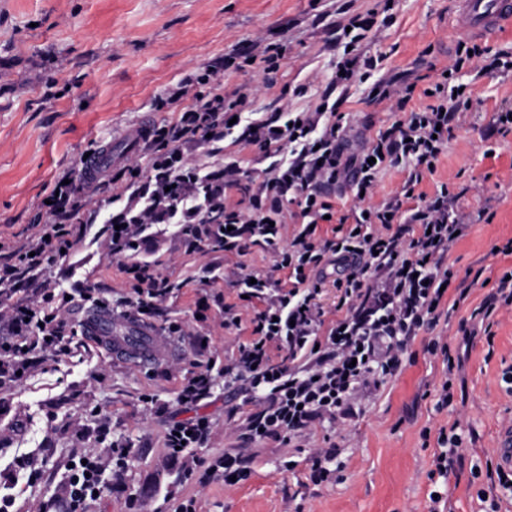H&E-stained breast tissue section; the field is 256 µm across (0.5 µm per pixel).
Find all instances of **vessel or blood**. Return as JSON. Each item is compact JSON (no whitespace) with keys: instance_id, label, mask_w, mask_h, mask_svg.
<instances>
[{"instance_id":"obj_1","label":"vessel or blood","mask_w":512,"mask_h":512,"mask_svg":"<svg viewBox=\"0 0 512 512\" xmlns=\"http://www.w3.org/2000/svg\"><path fill=\"white\" fill-rule=\"evenodd\" d=\"M455 25L470 36L495 40L512 28V0H457ZM84 336L107 353L138 367L175 356V346L160 333L129 315L95 312L81 320Z\"/></svg>"}]
</instances>
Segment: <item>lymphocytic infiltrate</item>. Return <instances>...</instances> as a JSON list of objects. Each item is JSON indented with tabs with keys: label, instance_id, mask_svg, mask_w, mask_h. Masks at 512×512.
I'll return each mask as SVG.
<instances>
[{
	"label": "lymphocytic infiltrate",
	"instance_id": "obj_1",
	"mask_svg": "<svg viewBox=\"0 0 512 512\" xmlns=\"http://www.w3.org/2000/svg\"><path fill=\"white\" fill-rule=\"evenodd\" d=\"M373 25V19L356 15L336 23L333 33L346 52L319 105L300 111L281 105L250 117L249 92L227 98L211 91L219 72L234 65L232 54L157 98L156 107L179 106V116L169 126L144 131L147 171L130 176L127 202L112 214L110 248L125 259L126 302L141 314L153 312L174 290L168 278L133 258L147 228L156 224L179 225L193 251L212 240L240 257L261 247L277 269L287 271L283 281L247 270L239 274L248 300L262 308L251 339L225 362L224 380L245 385L249 410L235 425L239 438L251 444L296 440L315 422L351 416L398 371L409 341L436 326L442 287L453 277L446 259L466 229L464 218L447 189L430 197L414 187L424 173L435 171L472 99L445 75L422 89L395 76L373 80L383 58L360 49ZM477 61L485 74L512 71V53L465 42L458 43L451 69ZM355 79L371 81L376 101L395 100L400 115L369 147L351 153L344 116L332 97ZM418 94L425 104L414 105ZM227 139L258 150L267 162L260 179L250 178L237 159L209 170L187 153ZM399 166L409 170L402 196L337 214L331 201L337 187L370 192L382 171ZM71 195V185L60 186L46 212L35 215L33 239L0 262V284L35 281L77 243L80 227ZM410 198L414 206L404 207ZM326 221L332 225L327 238L316 231ZM338 259L350 262L352 272L328 281L322 269ZM328 284L340 291L343 310L331 323L316 301ZM37 294L35 301L0 311V376L25 370L34 352L70 351L59 321L67 305L65 289L41 288ZM275 349L283 352L282 361L273 360ZM128 460L114 443L74 455L61 485L69 512H86L104 489L105 471L122 474Z\"/></svg>",
	"mask_w": 512,
	"mask_h": 512
}]
</instances>
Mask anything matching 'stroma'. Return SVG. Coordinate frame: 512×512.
Wrapping results in <instances>:
<instances>
[{
    "label": "stroma",
    "instance_id": "stroma-1",
    "mask_svg": "<svg viewBox=\"0 0 512 512\" xmlns=\"http://www.w3.org/2000/svg\"><path fill=\"white\" fill-rule=\"evenodd\" d=\"M338 6V0H0V241L27 243L55 180L78 174L81 158L98 145H111L120 157L110 174L145 163L143 146L113 142V134L139 126L147 114L155 126L170 124L175 114L154 108L157 94L231 50L247 51L257 38L287 41L288 56L278 73L231 68L214 92L229 97L251 87L258 112L319 103L342 54L332 32ZM454 10L455 0H397L394 25L372 31L361 49L386 53L392 72L438 76L465 37L454 27ZM49 76L57 82L52 98L45 95ZM456 80L466 85L473 106L435 172L424 174L416 187L431 195L447 185L458 196V209L473 216L448 255L456 281L443 297L448 314L414 337L402 372L386 379L343 428L316 423L293 446L247 444L237 437L227 419L243 395L225 384L223 374H215L197 405L177 401L186 377L212 359L232 357L249 339L254 309L238 298L237 273L244 264L285 279L273 257L258 247L243 257L213 246L190 252L177 225L157 226L154 242L142 245L135 258L181 288L145 322L170 335L178 354L150 369L133 366L77 333L91 309L86 293H93L102 311H130L122 302L129 291L122 261L107 248L112 213L126 198L118 183L102 184L93 196L75 184L72 202L87 223L80 242L45 274L72 296L61 314L72 334L71 353L37 355L23 379L0 380V472L8 471L16 455L31 453L43 475L37 484L21 480L9 487L14 512H56L67 461L97 447L103 436L132 448L134 457L121 477L105 476L106 490L87 512H128L132 498L145 502L147 512H173L185 497L196 498L200 512H431L434 490L442 493L444 512H489L478 498L491 486L483 470L495 466L498 438L512 427V385L502 380L512 366V308L497 310L488 330L472 312L512 268V255L500 251L512 239V132L490 131L494 111L512 100V74L481 76L470 65ZM300 83L308 93L293 97ZM368 91V84L353 82L340 106L349 115L356 152L393 119L389 102H370ZM484 207L491 221L477 219ZM461 285L468 295L460 303ZM228 305L241 318L233 330L224 327ZM173 323L182 325L183 334H170ZM200 334L209 336L208 348L197 346ZM435 339L447 343L461 363L451 379L453 400L445 406L438 403L446 379L443 358L428 350ZM147 395L156 397V405L144 403ZM196 416L208 417L211 429L193 456L206 461L240 449L251 458L246 480L227 487L198 474L188 478L168 457V424ZM454 425L462 436L455 468L448 478L432 479L440 434ZM330 446L339 450L332 463L337 478L314 484L313 453Z\"/></svg>",
    "mask_w": 512,
    "mask_h": 512
}]
</instances>
